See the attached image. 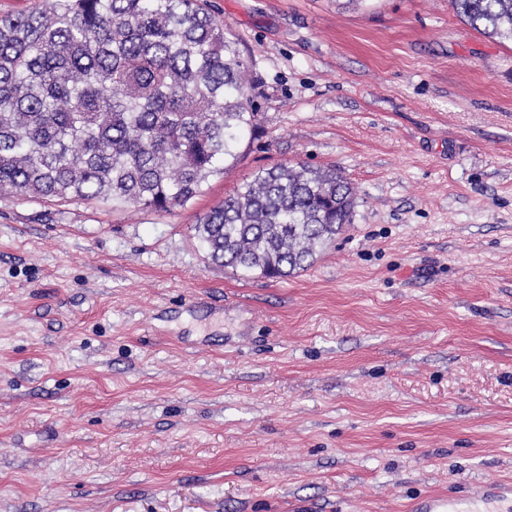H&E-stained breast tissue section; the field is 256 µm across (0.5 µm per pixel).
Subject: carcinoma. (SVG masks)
Masks as SVG:
<instances>
[{"mask_svg":"<svg viewBox=\"0 0 512 512\" xmlns=\"http://www.w3.org/2000/svg\"><path fill=\"white\" fill-rule=\"evenodd\" d=\"M512 40V0H451ZM250 65L207 0H45L0 15V198L170 212L241 160ZM342 173L281 163L194 230L209 263L282 279L312 266L351 216Z\"/></svg>","mask_w":512,"mask_h":512,"instance_id":"cac0c4a2","label":"carcinoma"}]
</instances>
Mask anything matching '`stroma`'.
<instances>
[{
    "mask_svg": "<svg viewBox=\"0 0 512 512\" xmlns=\"http://www.w3.org/2000/svg\"><path fill=\"white\" fill-rule=\"evenodd\" d=\"M239 164L168 213L0 201V512H512V42L449 0H208ZM357 204L306 271L209 264L259 170Z\"/></svg>",
    "mask_w": 512,
    "mask_h": 512,
    "instance_id": "1",
    "label": "stroma"
}]
</instances>
